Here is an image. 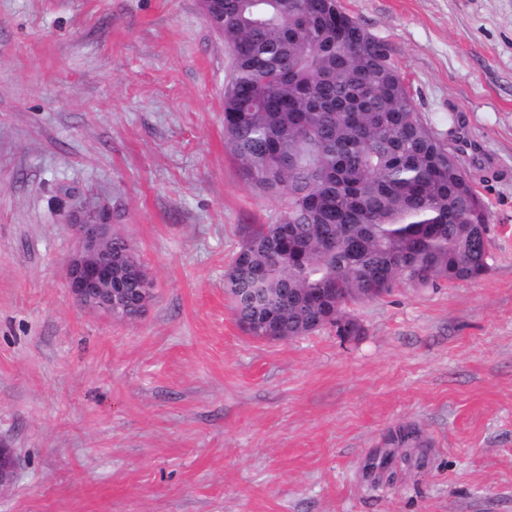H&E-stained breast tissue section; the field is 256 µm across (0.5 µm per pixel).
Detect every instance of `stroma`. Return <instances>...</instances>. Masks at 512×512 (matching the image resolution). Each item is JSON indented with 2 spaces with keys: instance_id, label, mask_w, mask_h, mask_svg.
Instances as JSON below:
<instances>
[{
  "instance_id": "1",
  "label": "stroma",
  "mask_w": 512,
  "mask_h": 512,
  "mask_svg": "<svg viewBox=\"0 0 512 512\" xmlns=\"http://www.w3.org/2000/svg\"><path fill=\"white\" fill-rule=\"evenodd\" d=\"M342 5L477 142L491 269L350 305L355 337L267 340L224 272L283 201L226 150L200 0H0V512H512V0ZM84 201L155 279L136 322L67 287Z\"/></svg>"
}]
</instances>
